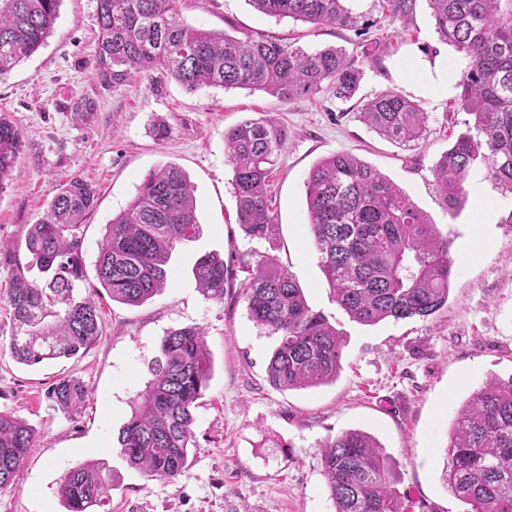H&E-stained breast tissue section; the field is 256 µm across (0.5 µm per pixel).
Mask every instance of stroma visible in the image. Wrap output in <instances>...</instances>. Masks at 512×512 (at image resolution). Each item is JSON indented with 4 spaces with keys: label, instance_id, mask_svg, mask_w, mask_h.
<instances>
[{
    "label": "stroma",
    "instance_id": "1",
    "mask_svg": "<svg viewBox=\"0 0 512 512\" xmlns=\"http://www.w3.org/2000/svg\"><path fill=\"white\" fill-rule=\"evenodd\" d=\"M374 20L387 44L364 66L359 98L395 91L429 114L423 139L406 147L354 119L352 103L328 92L288 102L261 91L186 90L170 77L135 78L105 89L92 64L95 0H63L46 44L0 78V114L25 134V145L0 195V412L25 421L34 443L0 512H66L59 479L86 461L112 477L104 512H332L321 472L324 441L348 429L375 436L397 466L396 488L410 512H464L442 482L448 428L463 401L489 379L512 378V195L500 194L484 168L469 174L455 212L436 195L431 168L463 132L457 84L469 61L439 44L426 0L409 24L386 18L381 0H351ZM187 24L236 36H272L309 51L351 48L354 32L331 25L276 20L248 0H181ZM438 46V56L426 49ZM86 100L84 112L67 110ZM165 120L167 140L152 127ZM245 120L270 121L287 137L268 177L277 228L269 240L246 238L237 222L225 131ZM348 153L397 183L448 239L454 261L448 303L428 319L372 326L339 308L307 232L305 181L320 159ZM179 167L194 188L197 239L176 247L163 290L139 306L95 289V261L105 226L135 197L149 172ZM79 177L98 193L80 229L87 283L80 296L98 310L102 334L69 359L34 366L10 355L13 314L7 302L13 262H26L25 235L59 185ZM220 253L244 279L243 264L266 253L287 267L309 305L344 335L336 382L278 390L266 374L274 338L248 316L238 288L220 302L205 299L193 267ZM199 326L214 360L213 376L194 411L196 446L175 479L150 481L119 452L118 437L151 378L148 366L167 331ZM79 381L87 395L77 413L48 399L59 378Z\"/></svg>",
    "mask_w": 512,
    "mask_h": 512
}]
</instances>
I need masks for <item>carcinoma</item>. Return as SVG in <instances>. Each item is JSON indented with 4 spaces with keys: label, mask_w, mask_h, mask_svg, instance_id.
<instances>
[{
    "label": "carcinoma",
    "mask_w": 512,
    "mask_h": 512,
    "mask_svg": "<svg viewBox=\"0 0 512 512\" xmlns=\"http://www.w3.org/2000/svg\"><path fill=\"white\" fill-rule=\"evenodd\" d=\"M62 0H0V76L32 56L51 35ZM97 35L93 68L104 88L163 71L190 91L203 88L263 91L290 101L327 91L345 102L359 90L363 66L384 45L370 36L374 23L346 0H248L277 20L352 31V51L307 52L294 43L262 36L238 37L195 28L180 0H95ZM387 18L411 21L417 0H383ZM438 41L470 60L458 82V111L466 130L432 167L445 209H456L476 164L493 185L512 194V0H428ZM358 118L376 134L405 146L420 140L429 122L418 104L394 91L368 99ZM238 224L246 237L270 238L275 219L266 182L282 131L246 120L224 134ZM25 144L23 132L0 116V195L11 184ZM309 231L337 305L362 325L425 319L448 304L453 260L427 214L397 184L372 166L339 153L319 161L306 179ZM97 191L74 177L60 185L25 239L29 260L16 264L8 300L15 331L12 357L27 365L69 358L94 342L101 329L96 306L77 296L85 281L84 217ZM193 187L169 165L146 175L129 206L105 225L96 262L101 288L115 301L139 306L167 283L177 245L196 239ZM52 273L40 284L32 270ZM241 283L250 319L277 337L267 365L270 384L283 390L315 388L336 380L344 343L336 326L307 302L287 268L262 253ZM193 274L208 300H224L229 272L216 252L202 255ZM213 372L200 327L169 331L152 361V378L123 427L120 453L149 480H172L187 466L193 411ZM48 397L65 412L86 397L80 382L61 379ZM34 433L22 420L0 413V490L12 484ZM443 480L468 512H512V378L491 380L461 405L448 431ZM322 474L333 512H404L395 488V465L375 437L344 431L322 445ZM112 479L88 461L59 482L66 512H95L110 501Z\"/></svg>",
    "instance_id": "obj_1"
}]
</instances>
